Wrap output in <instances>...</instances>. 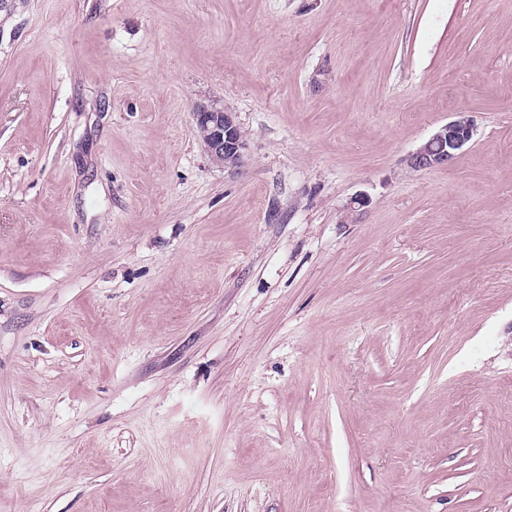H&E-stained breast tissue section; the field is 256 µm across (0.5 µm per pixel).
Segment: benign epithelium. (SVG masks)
I'll list each match as a JSON object with an SVG mask.
<instances>
[{"instance_id":"obj_1","label":"benign epithelium","mask_w":512,"mask_h":512,"mask_svg":"<svg viewBox=\"0 0 512 512\" xmlns=\"http://www.w3.org/2000/svg\"><path fill=\"white\" fill-rule=\"evenodd\" d=\"M193 119L214 163L227 169H235L243 163L246 137L235 113L219 103H200L193 110ZM473 134V120L459 113L421 143L410 154L408 164L418 171L445 166L460 154ZM368 204L369 199L362 194L351 198L344 211V221H356Z\"/></svg>"}]
</instances>
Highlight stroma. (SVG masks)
I'll return each instance as SVG.
<instances>
[{
  "label": "stroma",
  "mask_w": 512,
  "mask_h": 512,
  "mask_svg": "<svg viewBox=\"0 0 512 512\" xmlns=\"http://www.w3.org/2000/svg\"><path fill=\"white\" fill-rule=\"evenodd\" d=\"M0 512H512V0H0ZM193 119L210 158L226 169L243 163L246 137L242 127L224 104L200 103L193 110ZM473 134V120L463 113H457L454 120L438 127L410 154L408 164L418 171L448 165L460 154Z\"/></svg>",
  "instance_id": "1"
}]
</instances>
